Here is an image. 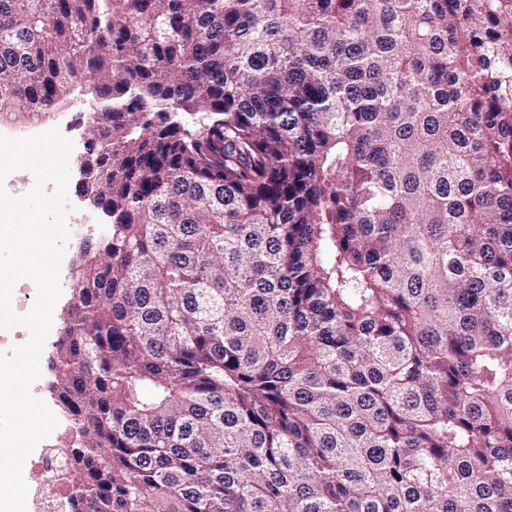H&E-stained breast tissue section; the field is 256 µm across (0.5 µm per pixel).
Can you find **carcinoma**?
<instances>
[{
    "mask_svg": "<svg viewBox=\"0 0 512 512\" xmlns=\"http://www.w3.org/2000/svg\"><path fill=\"white\" fill-rule=\"evenodd\" d=\"M76 86L65 512H512V0H0Z\"/></svg>",
    "mask_w": 512,
    "mask_h": 512,
    "instance_id": "obj_1",
    "label": "carcinoma"
}]
</instances>
